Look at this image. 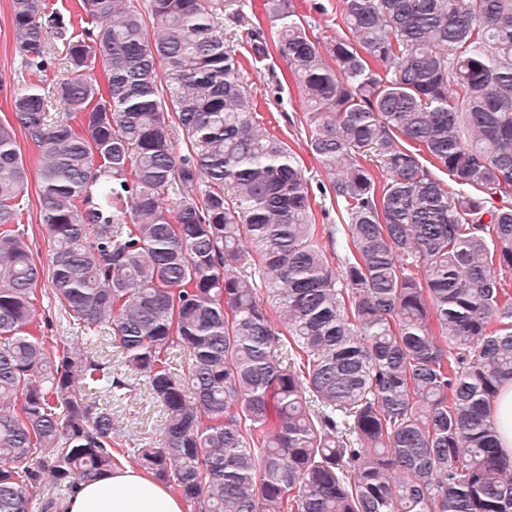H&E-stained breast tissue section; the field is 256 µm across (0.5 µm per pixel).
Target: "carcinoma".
<instances>
[{"label": "carcinoma", "instance_id": "cac0c4a2", "mask_svg": "<svg viewBox=\"0 0 512 512\" xmlns=\"http://www.w3.org/2000/svg\"><path fill=\"white\" fill-rule=\"evenodd\" d=\"M224 2L82 0L75 34L13 0L29 83L0 122V512H53L121 456L197 512H512L489 419L512 378V203L493 205L512 197V0H340L352 37L325 46L266 0L342 207L324 228L254 112ZM18 125L84 350L36 314ZM104 329L120 370L94 352ZM130 374L165 421L117 452Z\"/></svg>", "mask_w": 512, "mask_h": 512}]
</instances>
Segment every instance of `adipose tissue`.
<instances>
[{"mask_svg": "<svg viewBox=\"0 0 512 512\" xmlns=\"http://www.w3.org/2000/svg\"><path fill=\"white\" fill-rule=\"evenodd\" d=\"M65 512H184L182 498L147 471L124 467L83 484Z\"/></svg>", "mask_w": 512, "mask_h": 512, "instance_id": "obj_1", "label": "adipose tissue"}]
</instances>
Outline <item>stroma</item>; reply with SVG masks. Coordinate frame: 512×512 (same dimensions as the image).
<instances>
[{
	"instance_id": "1",
	"label": "stroma",
	"mask_w": 512,
	"mask_h": 512,
	"mask_svg": "<svg viewBox=\"0 0 512 512\" xmlns=\"http://www.w3.org/2000/svg\"><path fill=\"white\" fill-rule=\"evenodd\" d=\"M291 2L298 14L308 17L312 33L320 42L349 37L350 32L341 19L338 0H321L325 8L321 14L311 10L308 0ZM220 21L231 49L242 63V79L258 103V112L265 117L278 116L276 135L298 154L307 172L315 197L316 223H341V212L334 196L321 189L328 177L308 149L311 130L305 122L301 93L290 74L287 59L274 48L265 56H255L247 40L251 30L270 26L262 0H229ZM26 81L27 76L14 55L12 45V0H0V120L13 119L10 99L24 88ZM40 210L39 183L37 176L33 175L29 178L22 222L28 228L26 241L34 258L45 265L49 262L50 247L40 222ZM35 304L41 322L46 325V336H65L72 341L80 336V328L69 323L54 298L49 282H42L38 288ZM114 421L116 442L132 437L152 442L160 435L164 414L152 402L143 385L137 383L125 402L115 410Z\"/></svg>"
}]
</instances>
